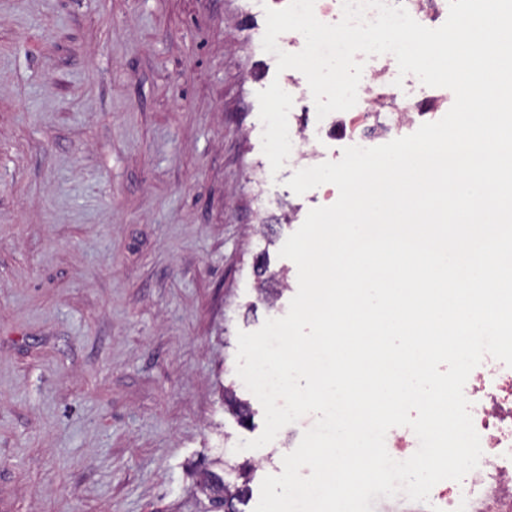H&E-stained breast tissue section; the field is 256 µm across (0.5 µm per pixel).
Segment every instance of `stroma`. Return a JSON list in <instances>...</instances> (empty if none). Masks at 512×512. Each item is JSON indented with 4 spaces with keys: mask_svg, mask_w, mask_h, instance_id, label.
<instances>
[{
    "mask_svg": "<svg viewBox=\"0 0 512 512\" xmlns=\"http://www.w3.org/2000/svg\"><path fill=\"white\" fill-rule=\"evenodd\" d=\"M250 2L0 0V512H206L201 474L253 462L237 334L287 313L279 251L336 198L262 152ZM314 422L253 462L249 506Z\"/></svg>",
    "mask_w": 512,
    "mask_h": 512,
    "instance_id": "35a3bbf8",
    "label": "stroma"
}]
</instances>
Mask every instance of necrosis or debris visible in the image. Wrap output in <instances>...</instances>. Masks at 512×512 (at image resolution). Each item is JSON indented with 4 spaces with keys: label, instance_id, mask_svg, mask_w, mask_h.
Listing matches in <instances>:
<instances>
[{
    "label": "necrosis or debris",
    "instance_id": "1",
    "mask_svg": "<svg viewBox=\"0 0 512 512\" xmlns=\"http://www.w3.org/2000/svg\"><path fill=\"white\" fill-rule=\"evenodd\" d=\"M395 58H369V75L357 103L323 120L289 121L291 158L318 165L327 157L326 143L335 138L361 147L410 135L424 118L451 108L449 93H420L398 97L393 91ZM464 395L480 436L482 457L462 481L437 483L431 499L441 512H512V367L487 356L470 373Z\"/></svg>",
    "mask_w": 512,
    "mask_h": 512
}]
</instances>
